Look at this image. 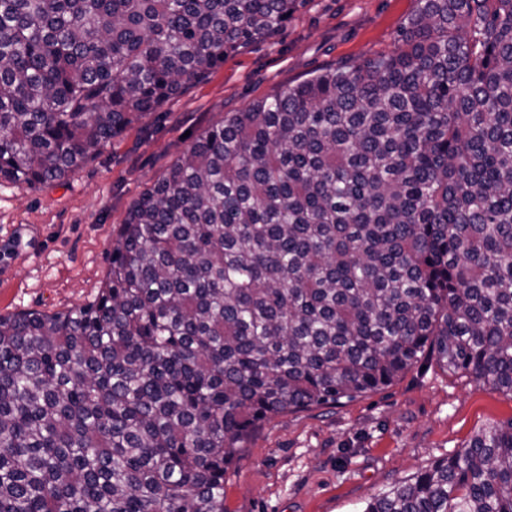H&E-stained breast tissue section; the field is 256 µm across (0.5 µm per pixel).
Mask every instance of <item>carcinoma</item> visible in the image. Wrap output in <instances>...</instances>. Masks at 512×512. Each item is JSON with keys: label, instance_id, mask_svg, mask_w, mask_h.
Returning a JSON list of instances; mask_svg holds the SVG:
<instances>
[{"label": "carcinoma", "instance_id": "obj_1", "mask_svg": "<svg viewBox=\"0 0 512 512\" xmlns=\"http://www.w3.org/2000/svg\"><path fill=\"white\" fill-rule=\"evenodd\" d=\"M297 2L0 0V182L64 180ZM418 2L198 136L92 303L0 315V512H225L270 416L427 352L512 395V0ZM363 512H512V420Z\"/></svg>", "mask_w": 512, "mask_h": 512}]
</instances>
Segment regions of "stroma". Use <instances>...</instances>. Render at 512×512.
Segmentation results:
<instances>
[{
  "mask_svg": "<svg viewBox=\"0 0 512 512\" xmlns=\"http://www.w3.org/2000/svg\"><path fill=\"white\" fill-rule=\"evenodd\" d=\"M417 0H305L256 41L132 123L62 182L0 183V315L92 302L131 204L225 113L327 68L392 51ZM512 421V395L424 356L399 380L337 407L279 414L224 478L226 512H362L370 499Z\"/></svg>",
  "mask_w": 512,
  "mask_h": 512,
  "instance_id": "stroma-1",
  "label": "stroma"
}]
</instances>
